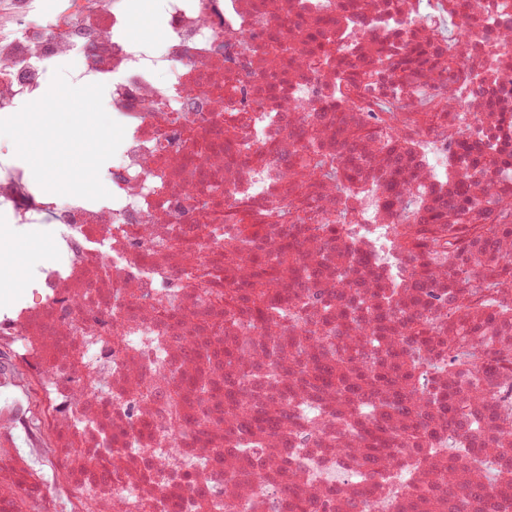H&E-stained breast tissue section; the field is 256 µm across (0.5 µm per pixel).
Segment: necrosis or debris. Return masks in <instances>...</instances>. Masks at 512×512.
Segmentation results:
<instances>
[{"label":"necrosis or debris","mask_w":512,"mask_h":512,"mask_svg":"<svg viewBox=\"0 0 512 512\" xmlns=\"http://www.w3.org/2000/svg\"><path fill=\"white\" fill-rule=\"evenodd\" d=\"M501 2L156 0L165 37L134 44L115 0H71L37 25L38 0H0V112L40 99L78 56L71 81L106 83L125 127L106 199L59 202L0 154V212L56 252L29 272L37 301L0 312V353L30 377L0 372V512H203V499L204 512H512V483L448 464L454 436L512 458V428L488 412L512 414V320L448 304L512 264V235L485 247L453 221L512 211V178L456 162L481 136L512 153ZM486 66L487 94L472 95ZM310 145L340 178L308 173ZM247 225L250 251L228 262ZM281 248L319 275L272 290L290 320L272 349L270 316L242 305L250 337L228 332L224 298ZM412 317L446 338L466 326L476 363L428 373L397 423L373 411L393 385L340 395L298 367L296 337L320 357L306 333L321 323L349 349L375 335L404 358Z\"/></svg>","instance_id":"1"}]
</instances>
